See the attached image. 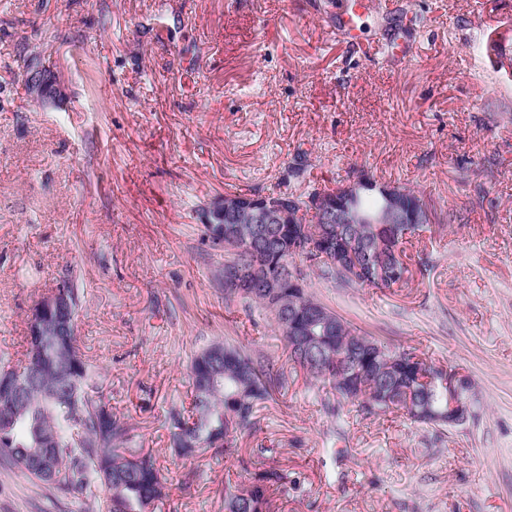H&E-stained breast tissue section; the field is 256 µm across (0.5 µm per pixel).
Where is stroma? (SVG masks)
I'll return each instance as SVG.
<instances>
[{
  "label": "stroma",
  "instance_id": "1",
  "mask_svg": "<svg viewBox=\"0 0 512 512\" xmlns=\"http://www.w3.org/2000/svg\"><path fill=\"white\" fill-rule=\"evenodd\" d=\"M346 4L0 0V357L22 358L41 297L80 288V349L166 478L155 512H224L225 487L264 467L288 476L274 512H512V0H368L353 43L335 29ZM406 29L412 56L387 57ZM361 173L434 208L408 238L411 276L383 290L314 276L309 290L468 376L470 417L441 428L348 402L332 415L296 370L238 454L178 455L166 419L191 407L198 352L226 341L287 360L265 316L224 297L213 202ZM0 512L105 501L51 499L0 461Z\"/></svg>",
  "mask_w": 512,
  "mask_h": 512
}]
</instances>
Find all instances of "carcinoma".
Masks as SVG:
<instances>
[{"instance_id": "obj_1", "label": "carcinoma", "mask_w": 512, "mask_h": 512, "mask_svg": "<svg viewBox=\"0 0 512 512\" xmlns=\"http://www.w3.org/2000/svg\"><path fill=\"white\" fill-rule=\"evenodd\" d=\"M353 203L368 216H378L384 199L378 182L363 185ZM221 233L214 220L212 244L224 250V294L239 298L270 316L285 341L288 363L302 369L325 393L324 406L336 414L343 400L359 403L367 415L403 411L415 421L448 425V371L429 364L415 352L390 350L342 320L308 290L310 272L323 280L367 288H392L380 283L366 267L355 270L350 253L367 252L372 266L408 268L406 236L417 226L407 224H333L317 221L305 209L297 224H282L259 256L264 274L278 280L268 288L246 278L228 275L248 263L246 245L253 225L242 213ZM296 238L316 242L308 256L288 252ZM294 278L300 287H288ZM66 292L72 322L56 334L28 336L24 365L15 369L0 359V376L21 385L22 398L0 400V458L11 463L53 497L107 495L108 512H148L163 496L165 477L149 454L134 450L135 436L123 417L112 412L100 376L80 353L76 336L79 293ZM316 308L331 319L330 328L307 318ZM193 399L188 412L169 415V442L181 455L207 448L237 452L238 437L255 432L259 411L274 388L288 384L285 370L262 365L241 345L214 344L192 360ZM52 454L46 475L34 460L44 449ZM286 475L260 470L244 486L224 492V512H271L269 487Z\"/></svg>"}]
</instances>
